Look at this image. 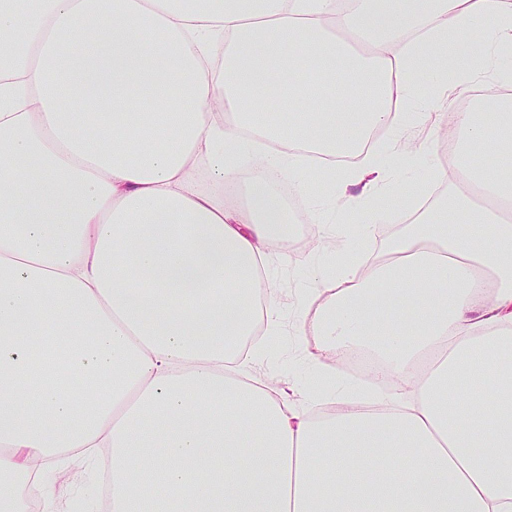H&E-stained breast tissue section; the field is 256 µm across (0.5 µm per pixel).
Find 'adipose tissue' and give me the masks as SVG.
Returning <instances> with one entry per match:
<instances>
[{
  "mask_svg": "<svg viewBox=\"0 0 512 512\" xmlns=\"http://www.w3.org/2000/svg\"><path fill=\"white\" fill-rule=\"evenodd\" d=\"M506 58L512 0H0V512L33 464L100 448L111 512H512V113H438L475 198L359 256L373 201L395 222L427 188L392 179L423 155L362 143L408 127L416 74L463 97ZM307 151L356 153L326 171L369 191L295 331L371 350L382 397L313 363L299 407L247 370L281 330L271 176Z\"/></svg>",
  "mask_w": 512,
  "mask_h": 512,
  "instance_id": "1",
  "label": "adipose tissue"
}]
</instances>
